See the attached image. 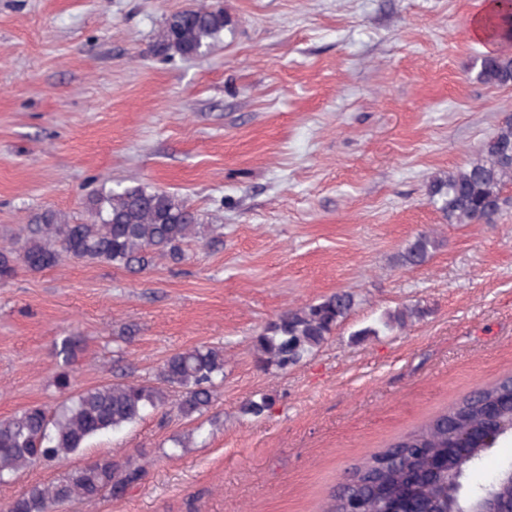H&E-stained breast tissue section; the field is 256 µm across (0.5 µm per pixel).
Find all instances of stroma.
Listing matches in <instances>:
<instances>
[{
	"instance_id": "1",
	"label": "stroma",
	"mask_w": 512,
	"mask_h": 512,
	"mask_svg": "<svg viewBox=\"0 0 512 512\" xmlns=\"http://www.w3.org/2000/svg\"><path fill=\"white\" fill-rule=\"evenodd\" d=\"M190 0H0V244L43 209L86 219L102 184L186 201L223 243L145 271L72 258L0 280V419L53 408L55 344L81 340L70 392L155 383L173 352L224 349V382L191 422L163 408L0 484V506L109 457L146 474L119 500L56 512H319L344 470L512 373V206L448 224L430 178L512 115L476 80L486 0H209L231 24L201 56L154 50ZM418 267L397 254L420 233ZM344 289L350 316L288 372L255 336ZM406 306L404 327L356 338ZM266 394L264 415L243 414ZM201 425L192 448L171 439ZM438 245L434 237L421 233L398 254L397 263L401 266H420L427 262Z\"/></svg>"
}]
</instances>
